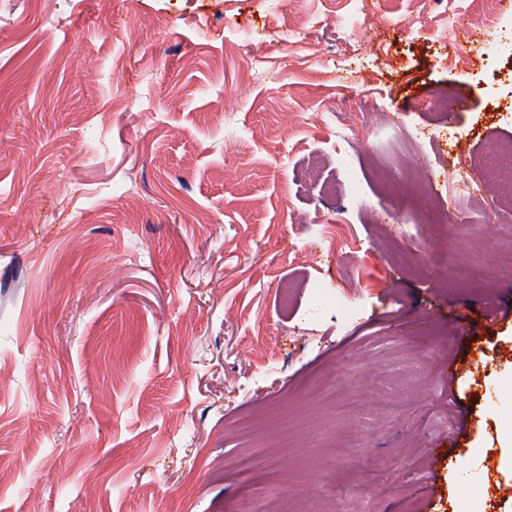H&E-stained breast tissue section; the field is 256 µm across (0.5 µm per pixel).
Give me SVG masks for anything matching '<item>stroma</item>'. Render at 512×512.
<instances>
[{
    "label": "stroma",
    "instance_id": "stroma-1",
    "mask_svg": "<svg viewBox=\"0 0 512 512\" xmlns=\"http://www.w3.org/2000/svg\"><path fill=\"white\" fill-rule=\"evenodd\" d=\"M482 7L0 0V512H512Z\"/></svg>",
    "mask_w": 512,
    "mask_h": 512
}]
</instances>
